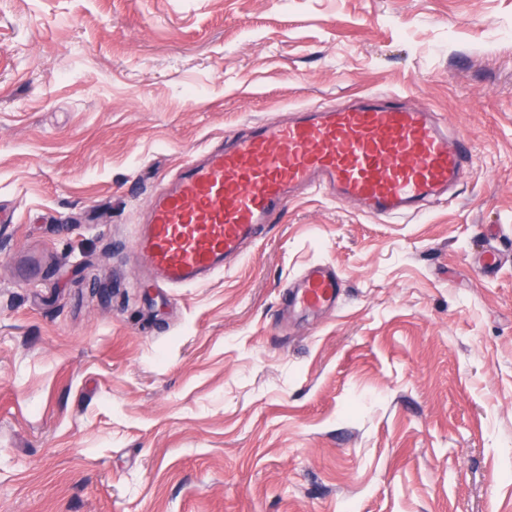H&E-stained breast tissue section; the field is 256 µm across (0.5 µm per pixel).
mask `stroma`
Instances as JSON below:
<instances>
[{
	"label": "stroma",
	"mask_w": 512,
	"mask_h": 512,
	"mask_svg": "<svg viewBox=\"0 0 512 512\" xmlns=\"http://www.w3.org/2000/svg\"><path fill=\"white\" fill-rule=\"evenodd\" d=\"M369 92L474 147L424 216L304 193L141 274L191 155ZM1 211L0 512H512V0H0ZM291 304L307 311L332 309L340 298L341 277L336 267L329 263L313 265L296 282Z\"/></svg>",
	"instance_id": "obj_1"
}]
</instances>
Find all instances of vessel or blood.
Here are the masks:
<instances>
[{
	"instance_id": "1",
	"label": "vessel or blood",
	"mask_w": 512,
	"mask_h": 512,
	"mask_svg": "<svg viewBox=\"0 0 512 512\" xmlns=\"http://www.w3.org/2000/svg\"><path fill=\"white\" fill-rule=\"evenodd\" d=\"M472 158L467 140H450L430 109L398 94L258 121L193 155L152 196L134 258L164 286L201 284L276 223L298 190L358 202L372 216H419ZM340 289L335 266L319 263L297 281L291 303L332 309Z\"/></svg>"
}]
</instances>
